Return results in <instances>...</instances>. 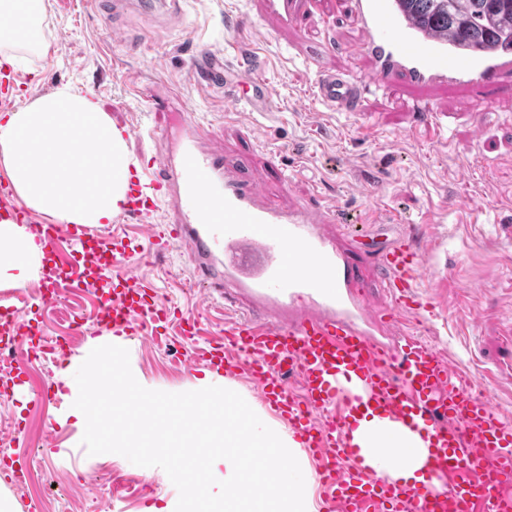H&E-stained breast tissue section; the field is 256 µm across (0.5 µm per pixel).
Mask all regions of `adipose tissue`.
<instances>
[{
	"label": "adipose tissue",
	"mask_w": 512,
	"mask_h": 512,
	"mask_svg": "<svg viewBox=\"0 0 512 512\" xmlns=\"http://www.w3.org/2000/svg\"><path fill=\"white\" fill-rule=\"evenodd\" d=\"M45 0H0V42L44 45ZM36 141L48 162L32 165L24 142ZM89 144L74 153L76 142ZM131 156L126 139L90 97L57 87L0 119V165L16 194L39 214L65 224L111 223L127 201ZM44 255L32 226L0 222V286L23 288L38 279ZM367 463L376 476L401 485L421 481L428 444L419 434L374 413L358 431Z\"/></svg>",
	"instance_id": "adipose-tissue-1"
}]
</instances>
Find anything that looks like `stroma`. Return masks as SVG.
I'll use <instances>...</instances> for the list:
<instances>
[{
	"instance_id": "1",
	"label": "stroma",
	"mask_w": 512,
	"mask_h": 512,
	"mask_svg": "<svg viewBox=\"0 0 512 512\" xmlns=\"http://www.w3.org/2000/svg\"><path fill=\"white\" fill-rule=\"evenodd\" d=\"M96 0H46L45 45L5 47L16 56L24 105L68 85L91 97L118 127L129 130L133 156L161 154L162 145L132 127L169 123L157 107L159 86L178 90L211 124L227 157L244 165L263 194L281 206L312 196L329 208L367 212L379 234L405 233L443 285L423 279L419 293L436 305L426 337L459 371L495 397L512 422V111L487 110L483 94L458 85L404 86L396 97L370 94L360 116L332 112L314 96L317 69L363 79L370 59L353 49L359 31L346 15L316 5L307 25L292 29L261 13V0H183V21L129 11L103 25ZM203 42L269 88L263 111L224 108V93L199 85L189 68ZM423 98L442 113L440 128H418L410 112ZM487 112L486 123L477 115ZM140 277L159 304L198 315L208 333L224 329L223 310L188 287L183 246L164 258L143 259ZM132 372L153 390L184 392L204 378L177 322L158 339L129 337ZM17 399L0 397V484L18 512H148L172 507L178 491L158 467L124 457L88 455L81 432L65 415L68 404L20 413ZM26 420L25 438L14 424ZM37 464L40 478L21 486L12 464Z\"/></svg>"
}]
</instances>
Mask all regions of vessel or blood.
Segmentation results:
<instances>
[{
	"label": "vessel or blood",
	"instance_id": "b4317fda",
	"mask_svg": "<svg viewBox=\"0 0 512 512\" xmlns=\"http://www.w3.org/2000/svg\"><path fill=\"white\" fill-rule=\"evenodd\" d=\"M181 0H111V12L182 15ZM283 25L304 26V0H263ZM337 12L361 26L359 47L373 72L359 81L340 71L320 72L317 100L334 112L359 114L370 86L455 84L479 91L502 88L512 78V51L465 50L445 32L423 29L397 0H336ZM190 65L200 82L224 89L228 106L264 101L262 83L233 84L223 54L198 46ZM174 124L148 128L162 141L160 157L130 169L126 215L148 221L161 206L175 217L146 245L108 229L82 224L43 225L40 281L44 301L61 289H94L97 303L76 309L75 324L153 337L171 308L150 299L137 274L142 257L171 244L188 248L194 277L211 294L238 307L222 336L196 346L200 320L180 317V333L193 343L195 361L218 372H245L264 403L284 417L301 447L322 455L319 473L325 512H512V424L494 413V397L452 373L434 346L384 331L406 317L423 318L431 302L416 292L430 274L421 254L404 241L379 251L388 305L369 311L352 255L325 226L321 200L287 209L269 204L249 172L235 167L183 96ZM0 221L29 224L31 211L0 182ZM50 345L42 314L33 308L0 317V342ZM296 373L298 390L286 377ZM421 432L431 449L413 487L376 477L358 441L366 412Z\"/></svg>",
	"mask_w": 512,
	"mask_h": 512
}]
</instances>
